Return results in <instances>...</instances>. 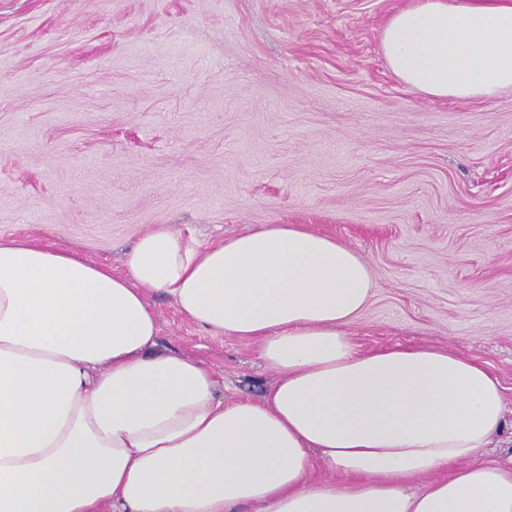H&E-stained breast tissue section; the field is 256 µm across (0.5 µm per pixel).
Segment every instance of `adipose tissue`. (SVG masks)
Instances as JSON below:
<instances>
[{"mask_svg":"<svg viewBox=\"0 0 512 512\" xmlns=\"http://www.w3.org/2000/svg\"><path fill=\"white\" fill-rule=\"evenodd\" d=\"M380 46L427 95L512 92V0H416ZM124 263L0 238V512H512V465L473 462L505 425L499 380L445 349L356 350L374 280L335 236L160 225ZM151 292L255 341L265 397L224 403L208 364L158 349ZM314 449L331 478L308 481Z\"/></svg>","mask_w":512,"mask_h":512,"instance_id":"obj_1","label":"adipose tissue"}]
</instances>
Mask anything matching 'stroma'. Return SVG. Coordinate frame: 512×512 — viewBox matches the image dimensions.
I'll return each mask as SVG.
<instances>
[{
    "label": "stroma",
    "instance_id": "stroma-1",
    "mask_svg": "<svg viewBox=\"0 0 512 512\" xmlns=\"http://www.w3.org/2000/svg\"><path fill=\"white\" fill-rule=\"evenodd\" d=\"M414 0H0V236L124 273L166 224L215 241L304 224L368 263L347 327L370 351L445 348L506 402L481 463L512 461V93L435 98L380 32ZM158 347L205 361L231 403L277 374L147 297Z\"/></svg>",
    "mask_w": 512,
    "mask_h": 512
}]
</instances>
